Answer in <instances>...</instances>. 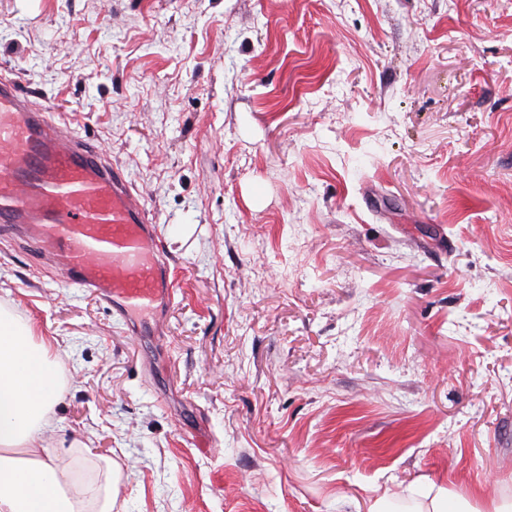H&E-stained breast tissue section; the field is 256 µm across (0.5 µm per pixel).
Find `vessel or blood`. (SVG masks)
Listing matches in <instances>:
<instances>
[{
    "mask_svg": "<svg viewBox=\"0 0 512 512\" xmlns=\"http://www.w3.org/2000/svg\"><path fill=\"white\" fill-rule=\"evenodd\" d=\"M155 220L122 167L0 73V225L130 318L173 299Z\"/></svg>",
    "mask_w": 512,
    "mask_h": 512,
    "instance_id": "1",
    "label": "vessel or blood"
}]
</instances>
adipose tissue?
I'll return each instance as SVG.
<instances>
[{
  "instance_id": "ef3b65f1",
  "label": "adipose tissue",
  "mask_w": 512,
  "mask_h": 512,
  "mask_svg": "<svg viewBox=\"0 0 512 512\" xmlns=\"http://www.w3.org/2000/svg\"><path fill=\"white\" fill-rule=\"evenodd\" d=\"M61 391L49 341L0 311V512H111L113 476L85 501L62 490L68 468L43 448Z\"/></svg>"
}]
</instances>
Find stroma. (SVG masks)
<instances>
[{"label": "stroma", "instance_id": "obj_1", "mask_svg": "<svg viewBox=\"0 0 512 512\" xmlns=\"http://www.w3.org/2000/svg\"><path fill=\"white\" fill-rule=\"evenodd\" d=\"M0 68L171 260L157 341L0 235L112 512L512 504V0H0ZM416 512H475L465 499L454 498L450 495L447 488H438L429 503L421 510Z\"/></svg>", "mask_w": 512, "mask_h": 512}]
</instances>
